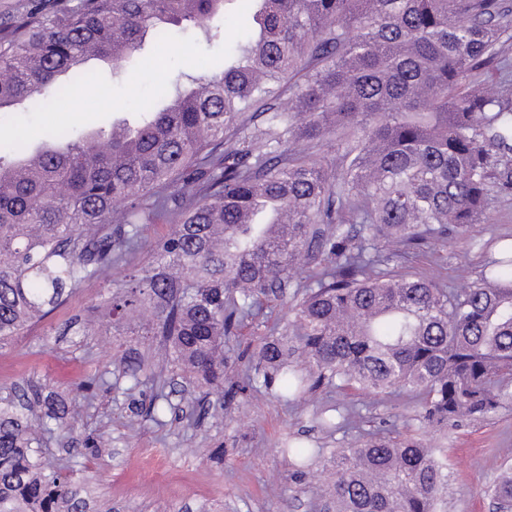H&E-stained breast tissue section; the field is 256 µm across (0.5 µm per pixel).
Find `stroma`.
<instances>
[{
  "instance_id": "obj_1",
  "label": "stroma",
  "mask_w": 512,
  "mask_h": 512,
  "mask_svg": "<svg viewBox=\"0 0 512 512\" xmlns=\"http://www.w3.org/2000/svg\"><path fill=\"white\" fill-rule=\"evenodd\" d=\"M253 11V0H227L213 22L214 39L183 24L166 39L148 40L123 73L96 67L92 82L73 86L65 98L1 115L0 142L34 147L61 126L79 133L135 120L142 101L222 70L225 56L246 39ZM487 216L474 228L478 246L427 249L402 261L403 270L458 289L478 281L486 257L512 242V190L492 194ZM120 275L108 269L87 280L62 307L0 348V397L38 384L79 399L69 432L46 436L41 448L74 474L88 512L103 503L116 512H323L322 461L293 467L282 452L285 442L329 456L369 432L413 439L445 457L446 512H498L491 490L512 472V404L489 419H466L439 432L420 423L419 400L406 391L368 394L322 383L287 405L261 385L245 387L257 347L288 317L289 294L229 344L223 386L193 387L172 374L159 337L113 320L112 284ZM122 353L148 359L156 385L134 390L123 379L109 391L91 388L94 378L112 375V359ZM159 388L168 408L158 421L151 398Z\"/></svg>"
}]
</instances>
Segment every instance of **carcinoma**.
<instances>
[{"instance_id": "carcinoma-1", "label": "carcinoma", "mask_w": 512, "mask_h": 512, "mask_svg": "<svg viewBox=\"0 0 512 512\" xmlns=\"http://www.w3.org/2000/svg\"><path fill=\"white\" fill-rule=\"evenodd\" d=\"M255 28L222 71L134 124L57 128L47 152H0V345L89 278L126 266L139 225L172 224L151 265L112 291V315L149 313L172 369L224 382V344L302 288L254 373L297 400L320 380L408 390L445 428L512 402V246L458 290L395 270L432 243H468L493 192L512 189V86L504 0H257ZM224 0H76L0 23V111L63 97L98 56L118 71L152 36L212 19ZM336 150L330 160L327 150ZM288 216V223L280 217ZM120 224L112 231L108 224ZM312 265L307 281L296 261ZM312 363L304 373L296 353ZM131 387L149 363L113 359ZM54 393L0 398V512H85L71 476L38 454L66 429ZM332 512H439L445 461L370 435L326 461ZM512 510V473L494 488Z\"/></svg>"}]
</instances>
